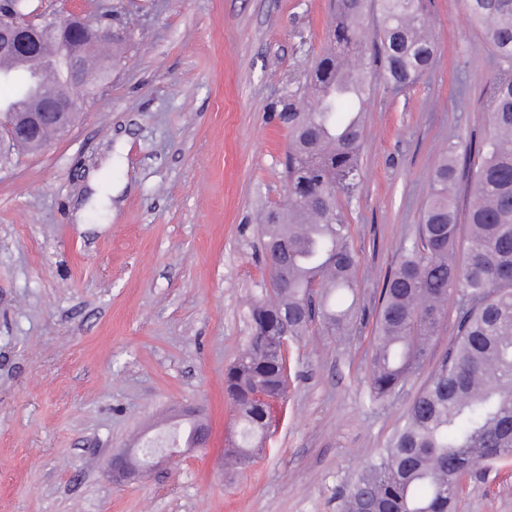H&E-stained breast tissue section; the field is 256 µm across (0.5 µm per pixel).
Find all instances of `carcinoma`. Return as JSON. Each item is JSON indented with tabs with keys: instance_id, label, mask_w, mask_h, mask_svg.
I'll use <instances>...</instances> for the list:
<instances>
[{
	"instance_id": "1",
	"label": "carcinoma",
	"mask_w": 512,
	"mask_h": 512,
	"mask_svg": "<svg viewBox=\"0 0 512 512\" xmlns=\"http://www.w3.org/2000/svg\"><path fill=\"white\" fill-rule=\"evenodd\" d=\"M431 0H337L328 46L304 83L281 96L288 128L284 175L288 202L266 212L261 235L280 250L288 278L252 306V332L224 372L238 405L224 449L231 468L248 463L277 421L288 389L280 333L305 334L319 323L350 334L358 319L357 254L338 196L359 185L363 106L371 81L358 66L368 38L364 19L378 7V78L395 91L413 86L435 62ZM497 62L487 93L489 132L457 163L443 147L432 172L418 235L380 292L368 399L385 402L425 366L431 341L457 301L456 336L408 408L386 448L367 461L341 495L339 512H455L460 481L479 462L512 457V0H464ZM469 196L461 236L453 191ZM196 437L189 422L140 449Z\"/></svg>"
}]
</instances>
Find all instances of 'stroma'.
Instances as JSON below:
<instances>
[{
    "label": "stroma",
    "instance_id": "1",
    "mask_svg": "<svg viewBox=\"0 0 512 512\" xmlns=\"http://www.w3.org/2000/svg\"><path fill=\"white\" fill-rule=\"evenodd\" d=\"M108 12L124 61L61 136L0 167V512H339L456 334L379 405L367 366L382 283L417 233L441 145L486 133L496 61L462 0H433V70L395 93L373 75L360 182L339 206L359 257L363 320L289 343L277 431L228 472L224 369L269 289L261 218L284 203L288 130L276 105L327 45L330 0H34ZM112 210L75 212L90 173ZM211 437L131 482L105 462L183 408ZM457 512H512V458L475 465Z\"/></svg>",
    "mask_w": 512,
    "mask_h": 512
}]
</instances>
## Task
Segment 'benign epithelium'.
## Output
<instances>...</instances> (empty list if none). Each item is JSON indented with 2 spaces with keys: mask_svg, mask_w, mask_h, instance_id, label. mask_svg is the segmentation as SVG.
I'll return each mask as SVG.
<instances>
[{
  "mask_svg": "<svg viewBox=\"0 0 512 512\" xmlns=\"http://www.w3.org/2000/svg\"><path fill=\"white\" fill-rule=\"evenodd\" d=\"M118 40L112 25L81 13H70L45 23H35L20 15L19 5L0 0V56L25 58L44 42H53L65 57L69 78L42 96L40 105L28 112L0 113V143L12 148L27 145L39 147L46 143L51 130L63 132L80 114L83 89L96 75V69L111 65L102 59L92 65L88 49L93 44ZM187 449L177 445L155 456L151 466L157 468L177 461ZM140 461L133 463L114 458L106 462L112 476L133 475L140 470Z\"/></svg>",
  "mask_w": 512,
  "mask_h": 512,
  "instance_id": "benign-epithelium-1",
  "label": "benign epithelium"
}]
</instances>
